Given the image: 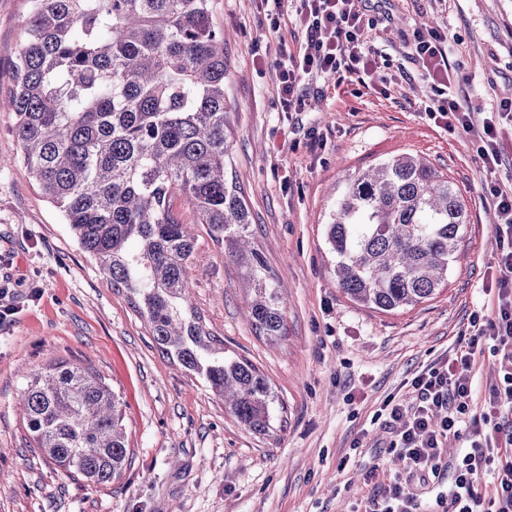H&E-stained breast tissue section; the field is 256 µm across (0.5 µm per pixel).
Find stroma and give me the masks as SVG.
I'll list each match as a JSON object with an SVG mask.
<instances>
[{
  "mask_svg": "<svg viewBox=\"0 0 512 512\" xmlns=\"http://www.w3.org/2000/svg\"><path fill=\"white\" fill-rule=\"evenodd\" d=\"M26 0H0V99L15 87ZM227 36L224 96L233 172L256 222L254 242L288 296L287 333L269 343L245 318L240 270L199 229L191 291L225 352L251 361L276 395L268 433L224 409L205 382L162 356L125 293L74 240L20 160L14 113L0 112V277L18 283V313L0 325V512H357L370 489L400 477L389 429L374 414L448 355L474 314L495 249L486 172L468 136L437 126L436 93L410 57L414 30L447 29L454 93L481 123L512 99V0H372L366 33L385 82L305 83L308 107L282 111L271 68L278 40L301 43L292 9L268 34L261 0H213ZM429 159L469 213L462 252L433 298L394 313L351 302L336 286L326 224L347 175L405 153ZM57 360L97 370L122 402L132 462L92 488L34 448L17 397L26 370Z\"/></svg>",
  "mask_w": 512,
  "mask_h": 512,
  "instance_id": "obj_1",
  "label": "stroma"
}]
</instances>
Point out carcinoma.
<instances>
[{
    "instance_id": "obj_1",
    "label": "carcinoma",
    "mask_w": 512,
    "mask_h": 512,
    "mask_svg": "<svg viewBox=\"0 0 512 512\" xmlns=\"http://www.w3.org/2000/svg\"><path fill=\"white\" fill-rule=\"evenodd\" d=\"M15 88L21 159L81 249L128 294L161 353L264 433L276 396L247 359L224 353L190 294L185 197L244 274L258 336L286 335L287 299L251 245L253 217L227 175L224 28L211 0H27ZM467 206L429 161L404 153L347 176L326 224L336 284L381 312L435 295L457 261ZM34 447L93 487L131 463L118 395L92 368L58 361L18 397Z\"/></svg>"
}]
</instances>
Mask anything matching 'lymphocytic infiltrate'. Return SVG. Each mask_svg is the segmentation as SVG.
Segmentation results:
<instances>
[{"label": "lymphocytic infiltrate", "mask_w": 512, "mask_h": 512, "mask_svg": "<svg viewBox=\"0 0 512 512\" xmlns=\"http://www.w3.org/2000/svg\"><path fill=\"white\" fill-rule=\"evenodd\" d=\"M297 10L305 40L298 50L280 46L275 64L277 92L283 111H303L302 80L340 73L374 77L377 48L364 33L373 26L359 0H299ZM413 56L419 76L448 89L426 112L435 124L472 136L487 172L502 166L501 124L512 122V100L473 125L449 86L455 69L448 57V33L431 28L414 34ZM485 192L495 209V253L498 273L487 287L493 296L490 315H476L470 333L458 337L448 356L435 361L411 381L415 397L404 404L385 399L378 411L392 429L391 453L407 472L422 482L448 478L433 502H424L393 480L371 493L364 512H512V182L487 183ZM491 356L497 378L484 395H477L473 366ZM459 443L462 454L448 461L447 448ZM491 475L493 489L481 491L482 475Z\"/></svg>", "instance_id": "1"}]
</instances>
